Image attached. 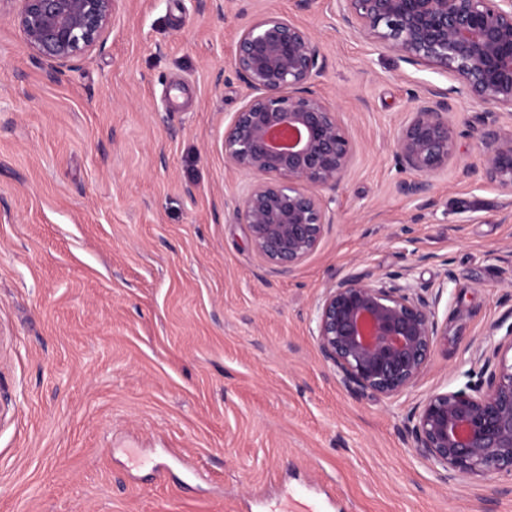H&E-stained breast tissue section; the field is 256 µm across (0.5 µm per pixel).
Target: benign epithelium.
Returning a JSON list of instances; mask_svg holds the SVG:
<instances>
[{
  "label": "benign epithelium",
  "instance_id": "benign-epithelium-1",
  "mask_svg": "<svg viewBox=\"0 0 512 512\" xmlns=\"http://www.w3.org/2000/svg\"><path fill=\"white\" fill-rule=\"evenodd\" d=\"M22 40L50 76L94 49L115 0H8ZM347 30L410 65L450 73L458 86L417 98L395 142V156L417 178L400 190L423 198L429 175L456 154L448 95L512 117V0H341ZM322 47L304 28L266 14L244 28L233 65L249 94L224 127V162L254 181L237 206L256 251L290 271L333 224L323 191H338L353 142L339 113L313 90ZM467 135L483 147V177L512 195V131L487 121ZM359 272L327 289L317 307L316 339L325 361L355 394L400 395L426 367L438 336L435 305ZM512 325L480 353L485 381L429 395L407 417L409 447L448 479L512 471Z\"/></svg>",
  "mask_w": 512,
  "mask_h": 512
}]
</instances>
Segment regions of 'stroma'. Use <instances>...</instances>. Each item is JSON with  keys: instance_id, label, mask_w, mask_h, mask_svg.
<instances>
[{"instance_id": "35a3bbf8", "label": "stroma", "mask_w": 512, "mask_h": 512, "mask_svg": "<svg viewBox=\"0 0 512 512\" xmlns=\"http://www.w3.org/2000/svg\"><path fill=\"white\" fill-rule=\"evenodd\" d=\"M260 13L320 43L316 89L354 142L335 222L289 273L252 246L253 178L224 163L248 96L231 60ZM454 84L345 31L336 0H117L53 78L0 12V512H512V473L443 480L400 435L512 325V195L482 177L464 130L486 108ZM431 86L458 136L424 207L393 149ZM363 269L440 297L445 334L391 399L348 391L313 334L326 289Z\"/></svg>"}]
</instances>
